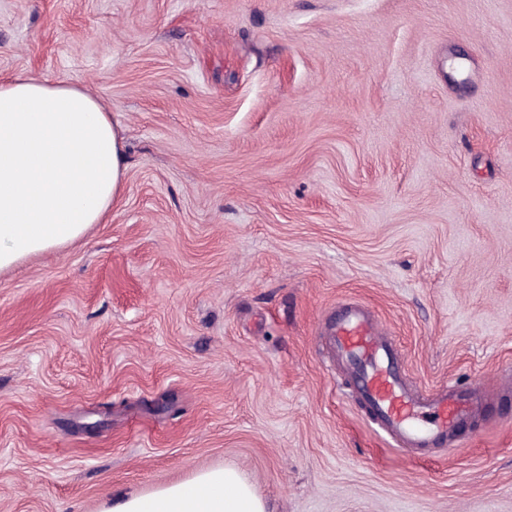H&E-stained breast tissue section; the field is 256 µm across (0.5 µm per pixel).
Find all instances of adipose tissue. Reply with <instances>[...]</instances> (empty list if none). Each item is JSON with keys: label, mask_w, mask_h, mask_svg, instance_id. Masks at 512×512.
Instances as JSON below:
<instances>
[{"label": "adipose tissue", "mask_w": 512, "mask_h": 512, "mask_svg": "<svg viewBox=\"0 0 512 512\" xmlns=\"http://www.w3.org/2000/svg\"><path fill=\"white\" fill-rule=\"evenodd\" d=\"M124 182L121 136L103 103L67 79H0V270L101 223ZM111 512H267L231 466L133 494Z\"/></svg>", "instance_id": "obj_1"}]
</instances>
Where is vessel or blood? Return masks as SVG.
I'll use <instances>...</instances> for the list:
<instances>
[{"label":"vessel or blood","instance_id":"1","mask_svg":"<svg viewBox=\"0 0 512 512\" xmlns=\"http://www.w3.org/2000/svg\"><path fill=\"white\" fill-rule=\"evenodd\" d=\"M328 345L353 373V393L376 432L399 448L455 447L457 430L481 418L493 390L481 378L422 392L409 384L403 353L368 309L345 305Z\"/></svg>","mask_w":512,"mask_h":512}]
</instances>
